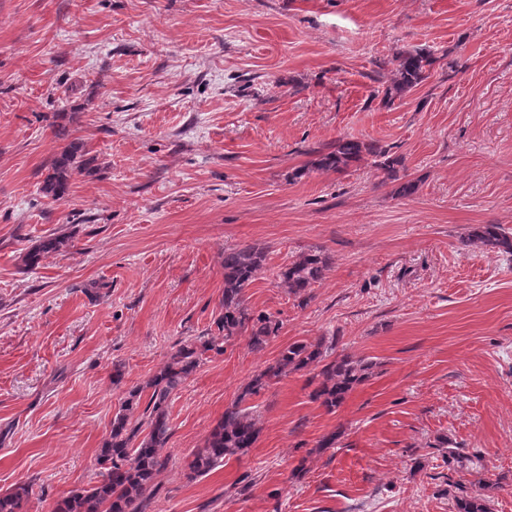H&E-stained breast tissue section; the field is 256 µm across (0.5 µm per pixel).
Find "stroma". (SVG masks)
Segmentation results:
<instances>
[{
	"label": "stroma",
	"instance_id": "stroma-1",
	"mask_svg": "<svg viewBox=\"0 0 512 512\" xmlns=\"http://www.w3.org/2000/svg\"><path fill=\"white\" fill-rule=\"evenodd\" d=\"M415 48L436 66L382 104ZM58 112L95 162L54 202ZM341 137L402 157L416 192L369 159L310 170ZM478 224L512 232V0H0V491L51 512L95 480L129 390L217 335L224 252L256 245L247 302L282 328L173 394L147 512H450L442 437L512 512V256L463 246ZM52 233L71 247L25 267ZM316 247L331 269L301 307L278 273ZM323 337L373 364L344 404L288 374L248 400L255 447L188 480L251 377Z\"/></svg>",
	"mask_w": 512,
	"mask_h": 512
}]
</instances>
